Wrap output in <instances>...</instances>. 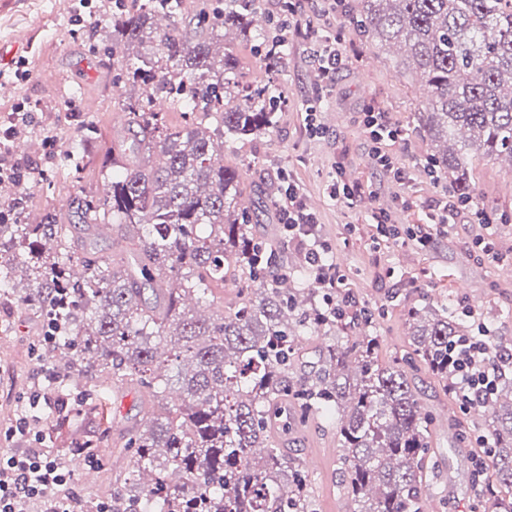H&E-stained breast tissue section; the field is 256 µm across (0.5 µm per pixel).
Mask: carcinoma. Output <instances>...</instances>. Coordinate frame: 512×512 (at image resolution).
I'll use <instances>...</instances> for the list:
<instances>
[{
	"mask_svg": "<svg viewBox=\"0 0 512 512\" xmlns=\"http://www.w3.org/2000/svg\"><path fill=\"white\" fill-rule=\"evenodd\" d=\"M256 0L216 11L197 0H133L115 19L118 77L128 138L112 142L101 195L76 201L78 223L112 220L140 243L134 265L119 254H75L64 225L48 214L33 224H0V286L17 292V256L32 283L24 300L62 327L44 361L67 373H105L136 382L150 414L132 427L133 464L115 492L120 512H308L307 480L277 436L288 406L336 417L354 512H422L429 423L409 367L449 381L448 346L469 335L446 303L407 312L412 352L382 365L376 337L338 336L335 319L307 276L272 271L279 251L252 232L241 206L242 173L214 155L228 143L272 131L280 99L271 60L274 35L252 30ZM352 20L372 42L400 51L402 69L428 89L420 129L430 166L461 198L473 196L472 162H512V0H354ZM255 42L272 73L243 82L234 41ZM188 116L171 124L158 100ZM204 112L208 123L192 118ZM89 127L74 147L75 167L97 144ZM241 275L250 291L237 308L211 316L187 309L215 284ZM321 336L318 367L291 383L301 342ZM180 402H165L167 373ZM481 478L494 512H512V377L490 399Z\"/></svg>",
	"mask_w": 512,
	"mask_h": 512,
	"instance_id": "obj_1",
	"label": "carcinoma"
}]
</instances>
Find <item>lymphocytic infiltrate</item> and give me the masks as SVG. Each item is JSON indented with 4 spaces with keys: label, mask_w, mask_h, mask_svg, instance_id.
Instances as JSON below:
<instances>
[{
    "label": "lymphocytic infiltrate",
    "mask_w": 512,
    "mask_h": 512,
    "mask_svg": "<svg viewBox=\"0 0 512 512\" xmlns=\"http://www.w3.org/2000/svg\"><path fill=\"white\" fill-rule=\"evenodd\" d=\"M361 126L369 142L372 166L385 181L405 184L407 171L388 149L389 144L403 140L401 127L389 113L373 105L363 112ZM280 181L279 222L289 240L300 247L312 281L324 293L326 305L340 321L371 323L369 309L353 306L344 293L345 277L329 258L330 250L320 235V220L306 208L300 185L286 172L281 173ZM464 209L470 211L474 223L493 226L494 217L477 206H465L450 192L436 199L434 216L428 224L400 229L394 212L384 209L373 211L370 218L382 237L425 249L433 244L441 227ZM494 348L489 330L482 326L477 335L458 340L449 350L450 387L462 407L487 401L495 392L502 371L491 365ZM5 438L13 447L9 454L0 456V512H112L108 501L87 509L74 489L72 475L61 472L43 449L44 432L37 427L35 416L19 414Z\"/></svg>",
    "instance_id": "obj_1"
}]
</instances>
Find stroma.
<instances>
[{
  "label": "stroma",
  "instance_id": "stroma-1",
  "mask_svg": "<svg viewBox=\"0 0 512 512\" xmlns=\"http://www.w3.org/2000/svg\"><path fill=\"white\" fill-rule=\"evenodd\" d=\"M79 9L78 0H0V46L10 50L21 37L29 45L28 52L10 50L0 61V110L22 101L34 115L30 148L19 155L33 168L23 195V218L29 223L66 209L81 193L105 189L99 161L75 170L72 147L84 125L95 126L105 149L119 129L120 86L112 81L113 21L95 13L76 22ZM297 10L300 29L287 35L288 53L279 76L283 103L275 128L224 151L226 163L244 169L245 204L277 193L280 172H290L306 203L319 215L322 238L347 279L350 300L374 315L380 363L410 352L406 313L425 302L444 301L455 310H469L470 325L484 323L498 342L512 348V180L506 163L481 160L472 169L475 204L510 218L488 230L495 256L483 255L475 247L477 236L487 230L471 223L464 212L426 251L381 238L370 221L372 208L404 197L412 206L399 212V222L425 224L434 199L450 188L448 182H433L424 172L430 148L417 121L423 106L420 84L397 67L396 50L363 37L345 15L325 12L320 0H300ZM328 33L342 36L350 60L327 88L317 77L310 48ZM21 59L28 69L23 82L11 74ZM369 104L389 112L406 131L405 141L391 148L395 160L410 172L404 186L388 184L371 166L359 125L360 113ZM311 106L327 130L325 137L310 136L305 129V112ZM336 165L344 177L362 185L366 197L359 206L347 209L330 198L328 175ZM43 321V310L0 299V435L28 407L33 379L45 370L40 359ZM411 374L430 421L427 512H492L473 483L485 451L472 441L483 434L486 420L462 410L424 367ZM65 396L73 426L58 427L51 410L41 409L47 433L44 446L56 457L71 454L75 489L85 501L109 500L117 478L129 471L130 455L120 451V436L146 416L140 394L132 385L83 375L70 384ZM287 438L291 460L307 473L311 512H353L354 504L341 486L335 419L311 415L293 420ZM76 441L90 442L92 455L72 454ZM87 468L95 470V484L84 483Z\"/></svg>",
  "mask_w": 512,
  "mask_h": 512
}]
</instances>
